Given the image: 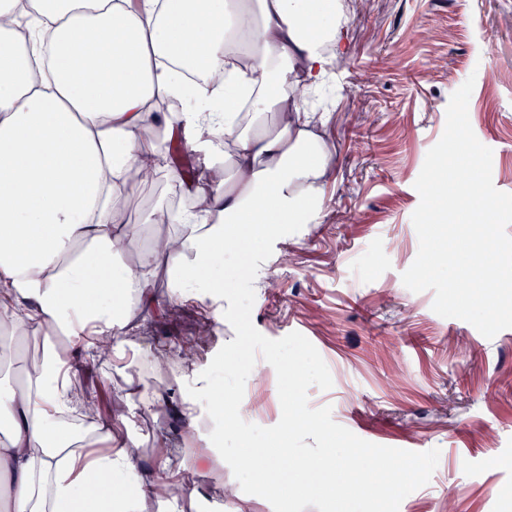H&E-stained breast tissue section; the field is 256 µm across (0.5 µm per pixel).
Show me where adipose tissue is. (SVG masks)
<instances>
[{
	"mask_svg": "<svg viewBox=\"0 0 512 512\" xmlns=\"http://www.w3.org/2000/svg\"><path fill=\"white\" fill-rule=\"evenodd\" d=\"M355 0H0V334L41 344L24 381L0 387V512H147L155 471L136 472L90 415L69 366L108 364L166 280L184 300L222 287L240 243L278 238L335 175L328 112L306 95L345 57ZM27 39L11 51L18 26ZM191 88L179 113L157 103ZM186 140L201 178L167 168L187 209L152 207L140 233L115 191L160 144ZM74 414L89 426L61 432Z\"/></svg>",
	"mask_w": 512,
	"mask_h": 512,
	"instance_id": "adipose-tissue-1",
	"label": "adipose tissue"
}]
</instances>
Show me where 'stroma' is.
<instances>
[{"mask_svg":"<svg viewBox=\"0 0 512 512\" xmlns=\"http://www.w3.org/2000/svg\"><path fill=\"white\" fill-rule=\"evenodd\" d=\"M352 48L335 70L336 99L325 135L336 173L320 208L298 233L278 239L254 281L252 322L279 339L297 331L325 361L330 389L310 387V407H331L333 420L384 446L439 449L430 482L409 494L399 512H512V328L488 339L466 321L432 310L433 291H409L402 274L419 240L412 214L414 187L427 152L441 138L451 95L475 85L468 115L478 140L493 151L495 187L512 193V0H361L350 23ZM174 187L165 175L126 191L133 224ZM227 300L178 307L171 317L139 329L122 360L80 367L86 394L115 401L130 384L152 411L116 424L133 442L138 469L152 470L158 439L174 461L190 460L201 478L194 492L159 479L160 499L149 512H273L258 496L239 493L237 505L217 499V485H235L227 464L208 447L213 422L197 406L198 438L184 439L178 407L187 384L235 337L223 316ZM208 332L192 365L163 375L145 363L147 352L176 351ZM263 410L251 421L281 417L277 376L266 361Z\"/></svg>","mask_w":512,"mask_h":512,"instance_id":"obj_1","label":"stroma"}]
</instances>
